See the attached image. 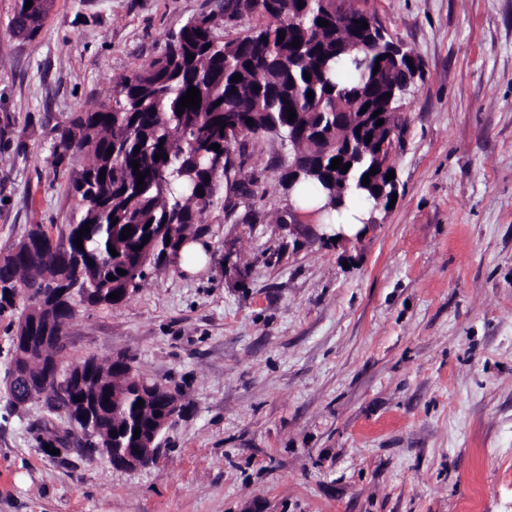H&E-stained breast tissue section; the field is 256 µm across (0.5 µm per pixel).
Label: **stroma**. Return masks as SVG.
<instances>
[{
	"label": "stroma",
	"mask_w": 512,
	"mask_h": 512,
	"mask_svg": "<svg viewBox=\"0 0 512 512\" xmlns=\"http://www.w3.org/2000/svg\"><path fill=\"white\" fill-rule=\"evenodd\" d=\"M0 0V255L79 219L57 161L73 113L108 99L209 0H54L14 38ZM422 61L393 151V207L327 239L286 189L272 135L231 147L194 274L76 305L67 359L130 358L179 389L155 463L44 443L66 416L0 386V512H512V0H368Z\"/></svg>",
	"instance_id": "1"
}]
</instances>
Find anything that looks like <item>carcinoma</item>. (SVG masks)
<instances>
[{"label":"carcinoma","instance_id":"1","mask_svg":"<svg viewBox=\"0 0 512 512\" xmlns=\"http://www.w3.org/2000/svg\"><path fill=\"white\" fill-rule=\"evenodd\" d=\"M366 4L211 0V8L173 32L147 67L115 81L112 95L96 108L75 113L58 133L55 156L59 161L76 153L90 157L71 184L79 198L78 222L57 239L33 224L0 259V313L13 308L16 289L27 297L15 332L35 323L41 335H57L66 330L76 303L111 307L128 298L149 272L169 266L167 252L178 253L184 240L198 235L216 181L231 166L227 157L224 170L208 171L207 152L214 144L224 145L221 122L226 119L239 135L279 127L291 161L303 169L293 187L325 197L328 209L339 210L357 199L375 201L372 188L362 184L376 165L373 154L363 153L344 183L329 181L314 169L316 164L330 169L336 138L356 137L353 123L363 107L398 112L408 82L416 76L415 70L398 67L376 45L350 41V29L366 20ZM254 14L263 18L260 26L224 39V29ZM45 17L43 0H32L29 8L26 0H16L12 35L33 39ZM320 19L329 26L318 25ZM296 40L308 46L305 53L293 46ZM190 54L194 58H188ZM236 74L242 80L232 81ZM191 87L200 92L199 108L186 107L179 115V100ZM289 109L296 112L292 122ZM338 112L348 113L352 127L336 130ZM249 118L254 124L247 123ZM157 153L162 158L154 159ZM135 160L137 169L131 166ZM136 170L145 175L141 188ZM113 218L117 223H111ZM87 226L90 231L78 237ZM126 226L131 231L123 240ZM79 238L80 248L75 243ZM111 247L117 256L110 254ZM119 268L127 274H119ZM111 275L115 279H109ZM114 292L119 298H109ZM64 351V345L49 343L22 358L14 350L7 369L21 365L38 375L49 361L59 365V384L67 386V398H61L51 381L40 395L46 408L52 413L65 408L70 420L81 410L97 411L91 425L82 423L79 433H67L69 442L83 448L139 447L161 411L143 397L145 377L123 361L68 362L61 356ZM76 396L82 401H75ZM140 399L143 406L137 408Z\"/></svg>","mask_w":512,"mask_h":512}]
</instances>
